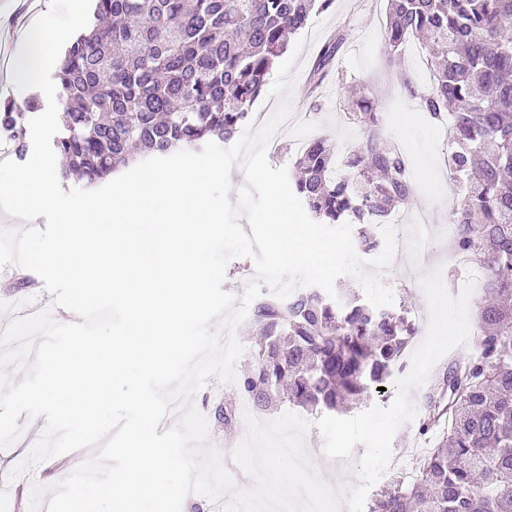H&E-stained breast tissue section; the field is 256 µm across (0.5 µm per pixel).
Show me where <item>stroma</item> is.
<instances>
[{
	"instance_id": "obj_1",
	"label": "stroma",
	"mask_w": 512,
	"mask_h": 512,
	"mask_svg": "<svg viewBox=\"0 0 512 512\" xmlns=\"http://www.w3.org/2000/svg\"><path fill=\"white\" fill-rule=\"evenodd\" d=\"M385 24V0H335L328 11L310 16L306 28L300 32L307 43L298 59L300 67L292 76L291 116L278 132L284 148L279 155L270 157L269 162L276 168H292L296 160L295 144L307 143L318 135L328 140L335 156L347 155L362 139L359 124L348 118L349 97L359 89L374 97L385 137L410 161L415 192L410 208L404 212V231L408 237H417L418 230L413 224L417 216L424 217L431 226L426 258L418 259L414 251H407L394 258V270L384 273L383 280L394 292L393 309H405L409 314L424 316L428 308L418 283L420 274L440 271L448 292L454 296L461 292V272L449 258L448 236L444 230L461 193L444 167L448 127L428 124L415 100L396 79L383 52ZM339 31L344 33L345 42L316 98H308L305 88L313 62L322 45ZM19 278V266L0 267V330L19 316V302L25 298L51 308L56 322H77V315L65 314L62 308L54 306L52 295L44 287H18ZM447 365V359H440L426 382L413 391L412 401L418 417L399 427L392 440V454L402 455L408 440L416 434L418 418L426 413L427 397L435 393L438 376ZM236 398L235 384H225L212 377L195 395L194 404L208 421L209 444L221 453L225 465L231 466L237 486L246 489L252 481L240 469L234 468L233 449L226 444L228 434L223 424L214 419L216 408L224 401ZM308 419L311 426L304 438L312 443L318 470L332 473L334 478L340 479L342 488L356 486L355 459L363 455L364 446L356 445L353 459H327L323 454V435L315 425L316 414H309ZM18 423L22 427L20 437L12 445L0 448V498L5 499L7 512H29L33 484H55L67 476L69 469L78 467L85 456L84 450L73 451L44 460L20 477H12V470L28 456L44 431L43 421L39 418L22 416Z\"/></svg>"
}]
</instances>
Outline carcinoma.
<instances>
[{"label": "carcinoma", "mask_w": 512, "mask_h": 512, "mask_svg": "<svg viewBox=\"0 0 512 512\" xmlns=\"http://www.w3.org/2000/svg\"><path fill=\"white\" fill-rule=\"evenodd\" d=\"M334 0H96V23L56 73L63 105L53 145L60 177L95 184L137 157L200 150L233 138L252 118L275 60L312 11ZM426 39L430 84L415 90L405 46ZM344 43L338 34L312 67L314 94ZM396 76L431 122H450L448 170L465 192L450 217L452 251L484 269L478 350L448 365L419 433L442 429L406 483L389 482L369 512H512V0H388L383 43ZM36 97L0 102V138L24 152L23 116ZM361 147L344 164L316 138L298 154L296 194L311 216L383 224L410 203L407 157L382 137L375 100L352 102ZM261 338L237 395L269 409L309 412L361 403L385 383L416 326L356 292L335 301L309 288L252 310ZM234 429L235 406L215 412Z\"/></svg>", "instance_id": "1"}]
</instances>
